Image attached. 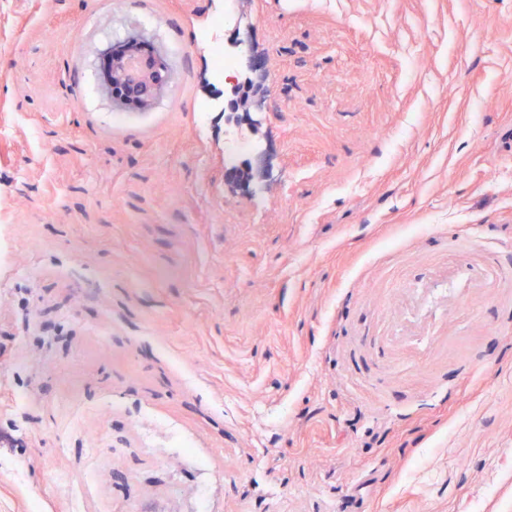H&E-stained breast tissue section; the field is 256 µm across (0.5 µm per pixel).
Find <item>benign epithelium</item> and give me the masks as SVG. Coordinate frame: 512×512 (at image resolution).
Instances as JSON below:
<instances>
[{
    "label": "benign epithelium",
    "instance_id": "obj_1",
    "mask_svg": "<svg viewBox=\"0 0 512 512\" xmlns=\"http://www.w3.org/2000/svg\"><path fill=\"white\" fill-rule=\"evenodd\" d=\"M105 63L98 78L100 92L113 106L130 111L151 110L162 98L172 80L166 55L139 33H129L101 51ZM231 91L242 96H260L264 80L242 82L228 79Z\"/></svg>",
    "mask_w": 512,
    "mask_h": 512
}]
</instances>
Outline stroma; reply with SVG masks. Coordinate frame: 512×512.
<instances>
[{
    "instance_id": "stroma-1",
    "label": "stroma",
    "mask_w": 512,
    "mask_h": 512,
    "mask_svg": "<svg viewBox=\"0 0 512 512\" xmlns=\"http://www.w3.org/2000/svg\"><path fill=\"white\" fill-rule=\"evenodd\" d=\"M224 3L0 0V512H504L512 0ZM97 55H105L97 85L113 107L149 111L171 83L166 55L139 33H128Z\"/></svg>"
}]
</instances>
